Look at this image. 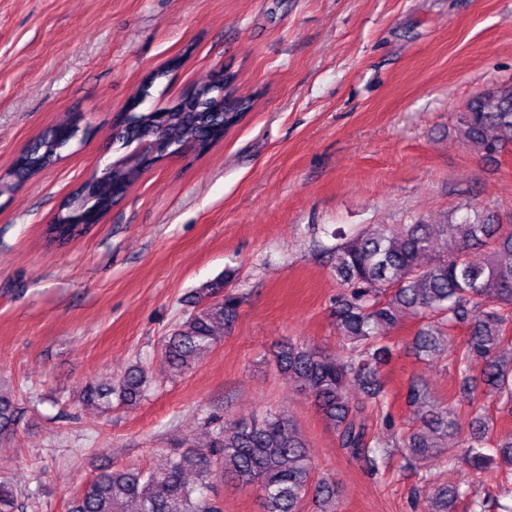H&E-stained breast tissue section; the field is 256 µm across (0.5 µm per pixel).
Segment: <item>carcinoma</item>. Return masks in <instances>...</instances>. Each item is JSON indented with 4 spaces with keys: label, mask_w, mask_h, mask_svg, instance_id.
<instances>
[{
    "label": "carcinoma",
    "mask_w": 512,
    "mask_h": 512,
    "mask_svg": "<svg viewBox=\"0 0 512 512\" xmlns=\"http://www.w3.org/2000/svg\"><path fill=\"white\" fill-rule=\"evenodd\" d=\"M196 89L204 97L195 111L185 112L173 103L131 112L123 128L112 133V141L137 147L147 142L160 155L175 139L193 141L196 152L203 154L240 125L254 106L253 101L237 97L239 111L226 112L211 80ZM61 124L69 125L68 135L62 138L53 128L42 133L0 179V194L15 190L58 161L61 148L79 131L68 117ZM459 125L463 140L486 154L512 145V85L479 93L460 113ZM127 159L126 154L114 160L68 195L51 230L68 238L87 232L89 225L70 223L73 216L115 202V190L126 191L156 162L144 154L133 163ZM335 237L334 271L343 288L336 297V321L346 356L336 360L290 344L276 354L277 370L312 395L339 446L351 458L364 461L372 473L388 467L393 438L401 440L407 464L423 456L443 463L449 451L441 438L456 430L454 405L440 409L425 385L411 384L405 401L423 411V425L401 437L392 432L388 415L383 419L386 433L372 431L369 411L379 414L385 406L381 369L391 359L387 334L405 315L434 318L419 333L418 348L428 355L443 352L445 330L463 324L465 342L453 353L452 363L476 424L465 440L469 465L475 471L498 461L511 467L512 434L496 443V454L486 452L494 421L476 401L471 382L472 372L479 371L495 389L500 410L512 415V225L498 224L494 216L475 210L460 218L452 213L436 224L418 219L411 224H367L354 233L338 229ZM439 239L446 241V251L423 261ZM479 247L487 253L483 265L467 258L469 249ZM231 281L232 274L226 273L198 289L194 310L165 340L164 360L172 373L192 369L201 354L221 341L217 328H232L241 297L229 289ZM148 383L146 370L132 365L109 389L87 387L82 401L108 409L115 395L121 403H132L143 396ZM352 383L362 387L365 398L357 402L349 398ZM23 418L16 396L0 390V440L14 438ZM226 480L257 489L263 512H302L311 492L322 506L336 501L334 485H312V462L294 425L285 414L267 411L214 425L207 447L174 449L156 467L101 473L72 496L68 512H128L131 504L135 512H223L208 491ZM465 499L468 512H491L498 506L490 496L471 499L468 490L444 485L435 489L429 512H457V504ZM17 509L14 490L0 482V512Z\"/></svg>",
    "instance_id": "carcinoma-1"
}]
</instances>
